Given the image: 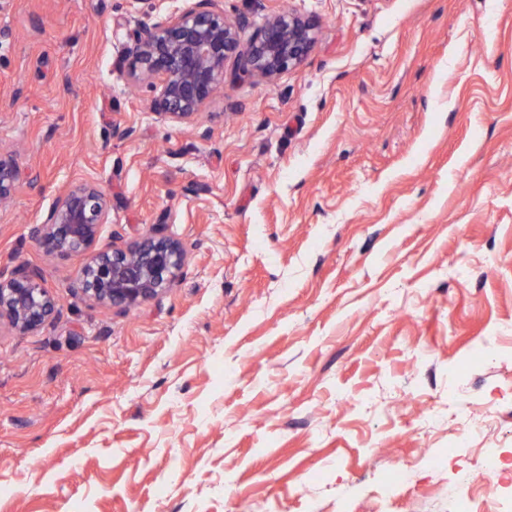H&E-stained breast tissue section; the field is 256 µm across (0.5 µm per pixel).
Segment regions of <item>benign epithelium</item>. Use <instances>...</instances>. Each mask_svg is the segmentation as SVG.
<instances>
[{"instance_id": "obj_1", "label": "benign epithelium", "mask_w": 512, "mask_h": 512, "mask_svg": "<svg viewBox=\"0 0 512 512\" xmlns=\"http://www.w3.org/2000/svg\"><path fill=\"white\" fill-rule=\"evenodd\" d=\"M216 2L198 0L195 7L171 15L137 35L128 51L130 80L159 83L153 109L167 120H191L224 83L228 60L240 61L246 73L272 80L297 66L314 42V22L290 11L270 17L245 40L244 23L226 20ZM28 179L13 156L0 153V201ZM110 209V199L97 186L75 185L56 198L32 234L60 254H90L72 288L90 300L128 311L172 287L185 252L178 240L157 232L123 249L92 252ZM58 312L59 300L42 287L35 269L0 271V325L33 333Z\"/></svg>"}]
</instances>
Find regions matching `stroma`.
Wrapping results in <instances>:
<instances>
[{
    "instance_id": "1",
    "label": "stroma",
    "mask_w": 512,
    "mask_h": 512,
    "mask_svg": "<svg viewBox=\"0 0 512 512\" xmlns=\"http://www.w3.org/2000/svg\"><path fill=\"white\" fill-rule=\"evenodd\" d=\"M197 0H0V270L60 301L0 330V512H487L512 449V0H218L314 17L267 81L229 61L188 123L131 84L137 32ZM96 248L186 259L129 312L31 235L66 187ZM428 454L447 458L440 467ZM404 471L396 495L379 489ZM29 173L22 169L12 155L0 151V201L10 197L17 187L29 180ZM482 466L486 474L495 479L499 485L504 500L511 496L512 508V463L501 459L495 454L486 453L482 458Z\"/></svg>"
}]
</instances>
